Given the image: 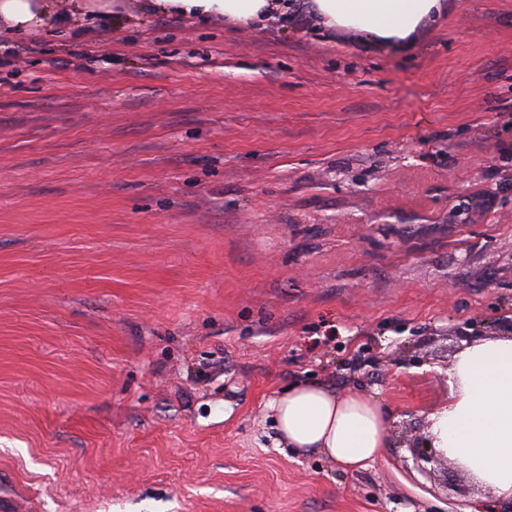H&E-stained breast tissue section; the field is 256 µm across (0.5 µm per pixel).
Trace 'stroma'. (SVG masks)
Listing matches in <instances>:
<instances>
[{
  "label": "stroma",
  "instance_id": "stroma-1",
  "mask_svg": "<svg viewBox=\"0 0 512 512\" xmlns=\"http://www.w3.org/2000/svg\"><path fill=\"white\" fill-rule=\"evenodd\" d=\"M447 3L399 50L295 13L0 38V503L483 495L397 446L448 399L455 327L512 312V0ZM311 380L382 401L379 460L344 473L278 447L268 404Z\"/></svg>",
  "mask_w": 512,
  "mask_h": 512
}]
</instances>
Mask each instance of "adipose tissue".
<instances>
[{
	"mask_svg": "<svg viewBox=\"0 0 512 512\" xmlns=\"http://www.w3.org/2000/svg\"><path fill=\"white\" fill-rule=\"evenodd\" d=\"M441 0H312L314 21L391 43L438 16ZM290 0H0V32L24 36L71 26L123 25L134 14L229 19L246 25L287 20ZM448 401L429 417L432 445L485 490L466 512H495L512 498V338L465 345L448 370ZM285 447L321 453L344 470L376 462L389 445L388 412L378 400L297 383L269 404Z\"/></svg>",
	"mask_w": 512,
	"mask_h": 512,
	"instance_id": "1",
	"label": "adipose tissue"
}]
</instances>
